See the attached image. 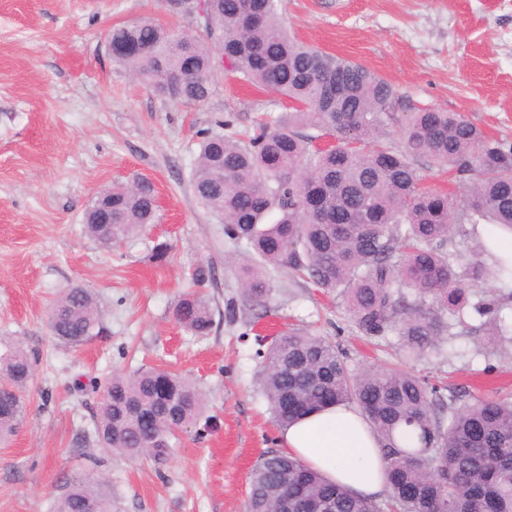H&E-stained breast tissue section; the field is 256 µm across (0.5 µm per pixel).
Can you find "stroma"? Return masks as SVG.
Wrapping results in <instances>:
<instances>
[{
    "instance_id": "35a3bbf8",
    "label": "stroma",
    "mask_w": 512,
    "mask_h": 512,
    "mask_svg": "<svg viewBox=\"0 0 512 512\" xmlns=\"http://www.w3.org/2000/svg\"><path fill=\"white\" fill-rule=\"evenodd\" d=\"M281 8L299 40L367 67L408 106L462 113L512 143V0H282ZM144 19L195 28L163 0H0V354L18 340L40 353L28 419L0 443V512H52L66 478L81 473L78 437L98 396L75 382L161 367L208 395L212 425L180 434L164 462L107 458L123 512H246L251 468L279 447L256 382L257 336L308 327L334 337L355 368L400 355L398 336L361 339L342 295L282 268L268 270L265 308L228 316L243 300L230 265L241 249L195 198L192 165L204 132L250 134L288 105L225 70L206 102L165 100L106 50L113 25ZM139 176L157 186L158 219L105 249L86 234L83 213L114 181ZM200 263L215 272L203 290L214 326L193 337L172 305ZM76 285L93 292L103 319L72 349L47 317ZM411 368L474 400L512 395V344L479 333L449 337Z\"/></svg>"
}]
</instances>
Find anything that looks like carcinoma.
<instances>
[{
  "mask_svg": "<svg viewBox=\"0 0 512 512\" xmlns=\"http://www.w3.org/2000/svg\"><path fill=\"white\" fill-rule=\"evenodd\" d=\"M176 15L195 16L190 35L152 20L112 27V59L154 85L170 101L194 105L214 93L213 69L227 70L287 99L290 112L260 126L246 140L221 133L202 138L192 170L199 202L224 224L251 261L236 267L243 295L264 303L274 290L267 268L284 267L331 295L341 290L355 328L371 339L403 338L400 363L353 368L331 338L302 328L262 338L258 385L276 425L330 405L352 404L377 435L387 466V499L354 493L330 482L300 459L270 450L249 476L248 512H307L313 499L328 512H480L466 494L483 487L498 512H512V400L464 403L460 387L431 385L406 364L439 352L447 336L483 318L472 332L512 342L503 298L475 303L469 290L512 277V259L494 255L495 231L512 235V144L492 138L463 115L432 108L400 112L401 99L366 67L296 42L280 13V0H217L198 14L196 0H165ZM402 145L387 144L395 131ZM336 138L321 148L323 138ZM448 166L460 194L421 186L420 168ZM112 201V223H96L95 207ZM155 189L147 181L116 182L92 200L84 229L112 249L155 222ZM489 225L478 237L477 226ZM477 236L472 258L453 249L455 236ZM208 265L191 270L202 288ZM173 314L194 336L211 333L209 301L196 292L175 300ZM93 293L73 287L51 307L55 339L78 347L101 328ZM39 356L21 345L0 355V440L15 435L29 411L27 391ZM106 397L82 430L93 469L63 485L53 512H121L112 481L95 469L97 447L124 459L156 460L172 452L178 431L195 426L207 407L198 384L164 369L115 373ZM414 483L417 497H401Z\"/></svg>",
  "mask_w": 512,
  "mask_h": 512,
  "instance_id": "cac0c4a2",
  "label": "carcinoma"
}]
</instances>
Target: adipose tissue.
<instances>
[{
    "label": "adipose tissue",
    "mask_w": 512,
    "mask_h": 512,
    "mask_svg": "<svg viewBox=\"0 0 512 512\" xmlns=\"http://www.w3.org/2000/svg\"><path fill=\"white\" fill-rule=\"evenodd\" d=\"M286 452L354 493L380 495L385 489V463L377 439L354 408L333 405L281 430Z\"/></svg>",
    "instance_id": "adipose-tissue-1"
}]
</instances>
